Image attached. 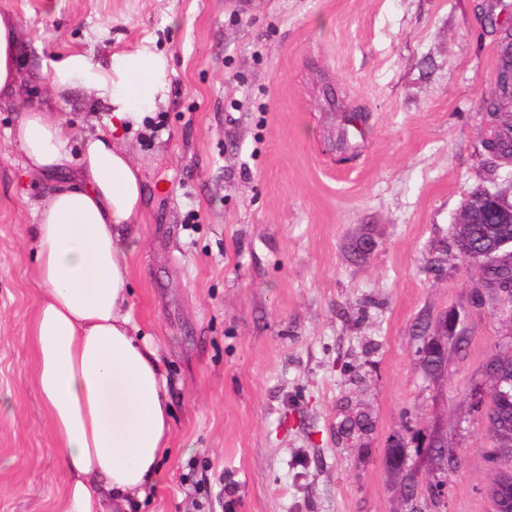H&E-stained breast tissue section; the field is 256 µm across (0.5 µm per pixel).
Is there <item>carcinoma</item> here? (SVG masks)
Here are the masks:
<instances>
[{"mask_svg":"<svg viewBox=\"0 0 512 512\" xmlns=\"http://www.w3.org/2000/svg\"><path fill=\"white\" fill-rule=\"evenodd\" d=\"M512 76V29L505 28V34L498 44L496 78L492 88L483 95L481 112H491L496 118L497 131L493 138L481 145L498 167L512 158V91L507 81ZM364 120L360 113L343 112L336 124V145L341 150L352 148L350 125ZM475 214V223L462 224L455 229L454 240L460 257L468 264L482 268L485 280L481 288L497 299L508 290L512 281V247H501L505 241L512 242V213L506 212L491 200L489 193L480 188L465 202ZM488 377L496 384L500 378L512 380V357H495L485 366ZM495 415L488 422V428L504 441L512 442V400L494 401ZM496 510L512 512V473L502 477L493 489Z\"/></svg>","mask_w":512,"mask_h":512,"instance_id":"1","label":"carcinoma"}]
</instances>
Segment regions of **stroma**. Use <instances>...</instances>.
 Here are the masks:
<instances>
[{"instance_id":"1","label":"stroma","mask_w":512,"mask_h":512,"mask_svg":"<svg viewBox=\"0 0 512 512\" xmlns=\"http://www.w3.org/2000/svg\"><path fill=\"white\" fill-rule=\"evenodd\" d=\"M0 13L22 57L16 94L0 95V512H53L63 494L28 336L30 226L51 185L24 180L10 131L38 100L78 149L109 128L122 61L150 56L165 61L155 101L120 144L145 186L131 302L172 430L130 512H494L512 457L492 458L471 394L492 353L512 355V304L473 305L478 271L452 233L476 188L512 196L478 113L512 0H0ZM79 58L105 85L73 71ZM333 99L368 115L347 160ZM427 346L449 352L435 377ZM434 435L454 457L440 505Z\"/></svg>"}]
</instances>
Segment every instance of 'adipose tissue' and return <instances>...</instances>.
I'll list each match as a JSON object with an SVG mask.
<instances>
[{
  "instance_id": "obj_1",
  "label": "adipose tissue",
  "mask_w": 512,
  "mask_h": 512,
  "mask_svg": "<svg viewBox=\"0 0 512 512\" xmlns=\"http://www.w3.org/2000/svg\"><path fill=\"white\" fill-rule=\"evenodd\" d=\"M158 59H130L108 131L82 137L36 102L13 142L33 181L53 188L31 228L38 299L29 323L35 384L65 470L55 512H123L154 484L170 445L166 377L157 348L138 335L128 288L133 227L144 214L139 167L118 131L138 128L135 104L152 101ZM20 80L19 32L0 14V93Z\"/></svg>"
}]
</instances>
